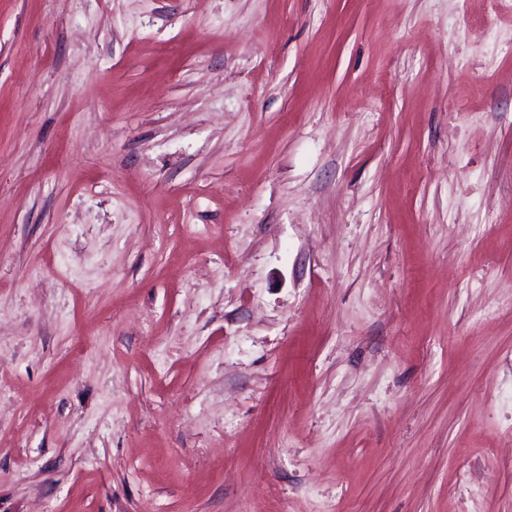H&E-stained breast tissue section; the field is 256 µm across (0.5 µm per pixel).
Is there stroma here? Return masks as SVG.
Instances as JSON below:
<instances>
[{"instance_id":"1","label":"stroma","mask_w":512,"mask_h":512,"mask_svg":"<svg viewBox=\"0 0 512 512\" xmlns=\"http://www.w3.org/2000/svg\"><path fill=\"white\" fill-rule=\"evenodd\" d=\"M0 512H512V0H0Z\"/></svg>"}]
</instances>
